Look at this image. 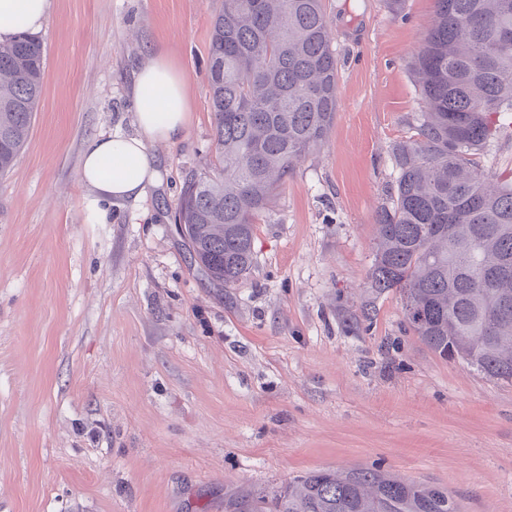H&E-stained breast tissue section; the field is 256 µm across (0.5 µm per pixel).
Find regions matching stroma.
<instances>
[{
    "instance_id": "35a3bbf8",
    "label": "stroma",
    "mask_w": 512,
    "mask_h": 512,
    "mask_svg": "<svg viewBox=\"0 0 512 512\" xmlns=\"http://www.w3.org/2000/svg\"><path fill=\"white\" fill-rule=\"evenodd\" d=\"M434 0H324L338 63L325 142L256 222L249 280L191 270L174 222L215 156L206 66L224 0H53L43 92L0 175V512H224L321 468H377L512 512V383L443 359L366 284L411 62ZM168 54L191 119L158 180L87 218L85 142L134 133L136 71ZM479 157L512 177V112Z\"/></svg>"
}]
</instances>
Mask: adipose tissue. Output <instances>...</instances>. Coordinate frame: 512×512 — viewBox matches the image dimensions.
I'll use <instances>...</instances> for the list:
<instances>
[{"label":"adipose tissue","mask_w":512,"mask_h":512,"mask_svg":"<svg viewBox=\"0 0 512 512\" xmlns=\"http://www.w3.org/2000/svg\"><path fill=\"white\" fill-rule=\"evenodd\" d=\"M52 0H0V42L22 31L43 27ZM130 95L135 106V134L120 131L88 140L82 152L80 179L87 188L86 209L98 222L109 218L112 200L143 199L157 181L149 147L183 134L190 116L185 77L164 54L136 73Z\"/></svg>","instance_id":"ef3b65f1"}]
</instances>
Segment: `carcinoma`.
<instances>
[{"mask_svg": "<svg viewBox=\"0 0 512 512\" xmlns=\"http://www.w3.org/2000/svg\"><path fill=\"white\" fill-rule=\"evenodd\" d=\"M512 0H434L412 70L423 112L395 147L391 203L376 215L367 274L399 293L407 323L441 358L512 382V178L475 156L512 112ZM45 47L0 43V173L25 145L43 90ZM337 62L323 0H224L207 64L214 173L192 174L175 223L212 288L251 273L256 220L288 173L320 146L337 107ZM224 512H460L448 491L379 469L309 472Z\"/></svg>", "mask_w": 512, "mask_h": 512, "instance_id": "1", "label": "carcinoma"}]
</instances>
